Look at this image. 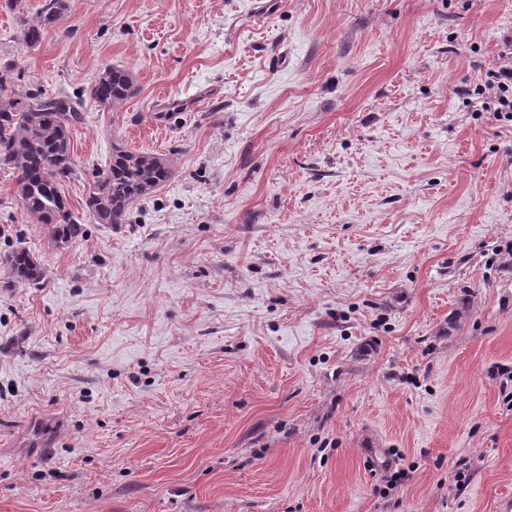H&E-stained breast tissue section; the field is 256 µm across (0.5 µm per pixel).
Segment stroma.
<instances>
[{
    "label": "stroma",
    "instance_id": "1",
    "mask_svg": "<svg viewBox=\"0 0 512 512\" xmlns=\"http://www.w3.org/2000/svg\"><path fill=\"white\" fill-rule=\"evenodd\" d=\"M0 0L15 87L86 96L56 245L0 169V512H504L512 0ZM200 95L199 107L169 109ZM172 179L85 203L114 147ZM65 10L63 0H44L41 9L31 23H25L23 28L24 41L29 45H36L42 36L55 27ZM506 58L495 68L485 72L473 90L477 98L489 100L486 102L492 112L512 122V56L504 55ZM134 93L131 71L123 66L106 65L98 73L89 97L99 106H115ZM10 273L19 280L36 281L43 276V268L34 260L33 255L26 249L14 251L6 259Z\"/></svg>",
    "mask_w": 512,
    "mask_h": 512
}]
</instances>
